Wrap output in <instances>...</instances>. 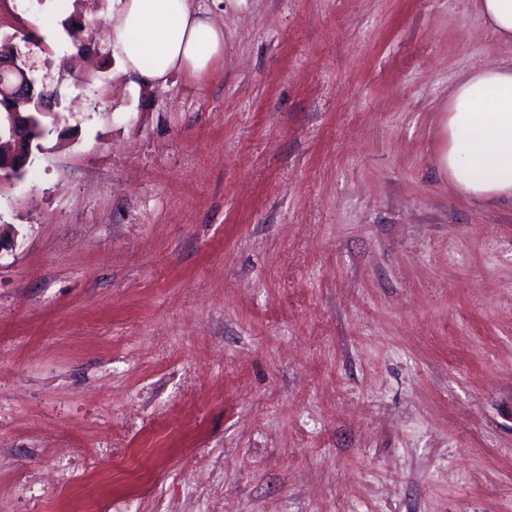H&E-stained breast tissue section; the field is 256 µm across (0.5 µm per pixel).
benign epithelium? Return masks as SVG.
Wrapping results in <instances>:
<instances>
[{"mask_svg":"<svg viewBox=\"0 0 512 512\" xmlns=\"http://www.w3.org/2000/svg\"><path fill=\"white\" fill-rule=\"evenodd\" d=\"M33 65L29 55L16 50L7 60L0 59V180H13L32 163L33 146L29 138L28 125L19 112L11 109L14 99L19 96L38 97L39 102L56 94L43 84H34L30 75Z\"/></svg>","mask_w":512,"mask_h":512,"instance_id":"obj_1","label":"benign epithelium"}]
</instances>
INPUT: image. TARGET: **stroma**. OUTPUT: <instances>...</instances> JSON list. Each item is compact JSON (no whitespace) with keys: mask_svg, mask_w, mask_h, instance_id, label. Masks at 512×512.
Returning a JSON list of instances; mask_svg holds the SVG:
<instances>
[{"mask_svg":"<svg viewBox=\"0 0 512 512\" xmlns=\"http://www.w3.org/2000/svg\"><path fill=\"white\" fill-rule=\"evenodd\" d=\"M209 71L133 83L112 0H0L66 111L0 182V512H512V203L448 99L476 0H194Z\"/></svg>","mask_w":512,"mask_h":512,"instance_id":"1","label":"stroma"}]
</instances>
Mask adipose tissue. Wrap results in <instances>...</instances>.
I'll return each mask as SVG.
<instances>
[{
  "instance_id": "ef3b65f1",
  "label": "adipose tissue",
  "mask_w": 512,
  "mask_h": 512,
  "mask_svg": "<svg viewBox=\"0 0 512 512\" xmlns=\"http://www.w3.org/2000/svg\"><path fill=\"white\" fill-rule=\"evenodd\" d=\"M112 42L142 84L179 70L206 72L224 54V31L191 0H114ZM448 176L476 200L512 201V62L475 71L448 101Z\"/></svg>"
}]
</instances>
